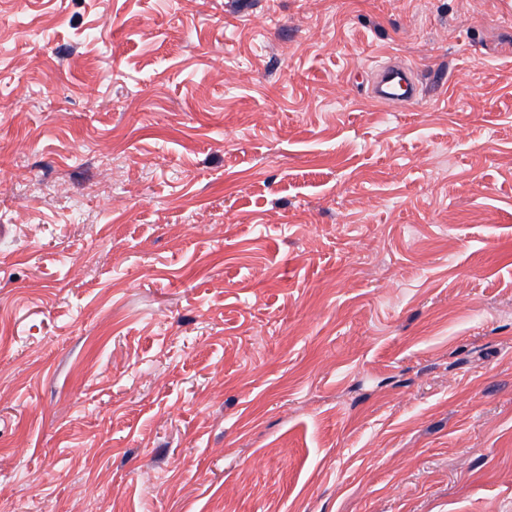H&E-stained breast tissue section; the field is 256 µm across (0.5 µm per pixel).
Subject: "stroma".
Here are the masks:
<instances>
[{
    "instance_id": "35a3bbf8",
    "label": "stroma",
    "mask_w": 512,
    "mask_h": 512,
    "mask_svg": "<svg viewBox=\"0 0 512 512\" xmlns=\"http://www.w3.org/2000/svg\"><path fill=\"white\" fill-rule=\"evenodd\" d=\"M0 512H512V0H0ZM419 84L400 66L386 67L375 75L373 98L380 102L409 105L420 99Z\"/></svg>"
}]
</instances>
